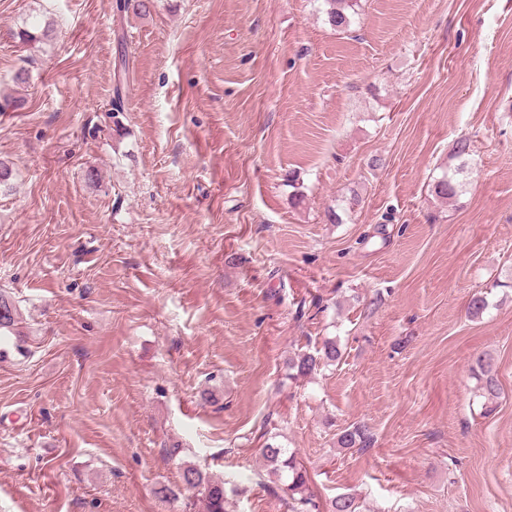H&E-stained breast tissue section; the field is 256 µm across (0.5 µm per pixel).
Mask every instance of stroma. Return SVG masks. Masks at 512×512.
<instances>
[{
  "label": "stroma",
  "instance_id": "stroma-1",
  "mask_svg": "<svg viewBox=\"0 0 512 512\" xmlns=\"http://www.w3.org/2000/svg\"><path fill=\"white\" fill-rule=\"evenodd\" d=\"M114 2L0 0V512H181L155 490L193 464L287 512L269 443L323 507L512 512V0H359L345 32L323 0ZM35 12L58 37L18 46ZM462 170L463 168H458L452 176L444 174L434 183L433 192L442 202L448 203L458 195L461 184L456 176L461 174ZM341 356L335 340H324L320 348L314 353H298L289 363L292 370H296L295 376H308L316 372L322 366H328L339 360ZM474 374L481 383L480 388L488 400L498 397L500 387L495 374L493 359L490 355L484 354L476 359ZM373 436L369 427L365 424H358L351 429L343 431L339 438L338 444L341 448H369L372 444Z\"/></svg>",
  "mask_w": 512,
  "mask_h": 512
}]
</instances>
